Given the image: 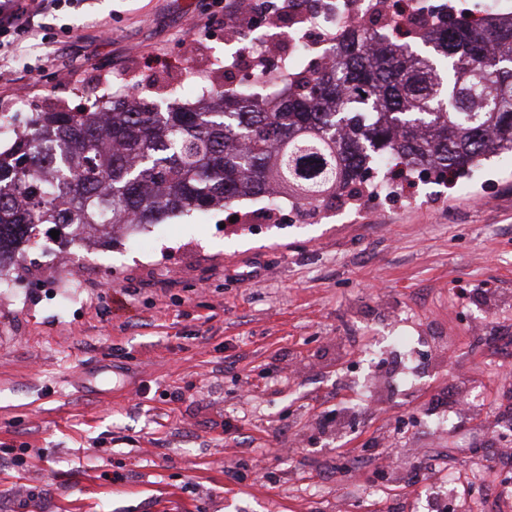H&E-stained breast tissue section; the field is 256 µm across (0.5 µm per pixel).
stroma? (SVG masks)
I'll list each match as a JSON object with an SVG mask.
<instances>
[{"label": "stroma", "mask_w": 512, "mask_h": 512, "mask_svg": "<svg viewBox=\"0 0 512 512\" xmlns=\"http://www.w3.org/2000/svg\"><path fill=\"white\" fill-rule=\"evenodd\" d=\"M214 0H85L50 42L0 49L24 87L0 114L112 84L158 110L225 70ZM238 203L166 221L147 244L91 246L74 304L29 250L0 293V512H423L427 486L512 419V157L302 213ZM126 302L110 312L113 294ZM410 336L401 345L398 332ZM469 408L433 423V399ZM121 470L124 481L102 479Z\"/></svg>", "instance_id": "stroma-1"}]
</instances>
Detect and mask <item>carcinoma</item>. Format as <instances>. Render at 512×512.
I'll return each instance as SVG.
<instances>
[{"mask_svg": "<svg viewBox=\"0 0 512 512\" xmlns=\"http://www.w3.org/2000/svg\"><path fill=\"white\" fill-rule=\"evenodd\" d=\"M376 38L364 28L331 44V65L288 73L274 104L210 86L157 112L120 84L89 106L47 103L0 151V262L36 224L97 240L231 210L272 184L295 209L353 199L383 153L405 175L457 178L512 156V14L392 35L372 54Z\"/></svg>", "mask_w": 512, "mask_h": 512, "instance_id": "1", "label": "carcinoma"}]
</instances>
